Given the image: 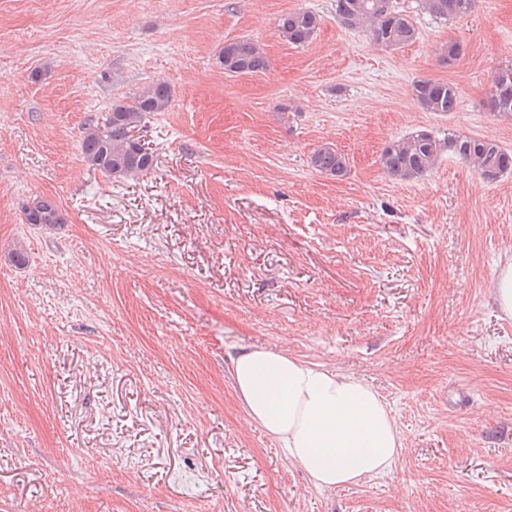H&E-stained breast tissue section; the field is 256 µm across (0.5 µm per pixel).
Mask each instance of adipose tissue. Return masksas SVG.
I'll use <instances>...</instances> for the list:
<instances>
[{
  "label": "adipose tissue",
  "mask_w": 512,
  "mask_h": 512,
  "mask_svg": "<svg viewBox=\"0 0 512 512\" xmlns=\"http://www.w3.org/2000/svg\"><path fill=\"white\" fill-rule=\"evenodd\" d=\"M251 421L299 463L315 486L335 489L391 468L401 447L377 394L355 377L269 349L231 359Z\"/></svg>",
  "instance_id": "1"
}]
</instances>
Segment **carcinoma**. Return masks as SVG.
<instances>
[{
    "mask_svg": "<svg viewBox=\"0 0 512 512\" xmlns=\"http://www.w3.org/2000/svg\"><path fill=\"white\" fill-rule=\"evenodd\" d=\"M423 4L429 15L439 21L452 14L463 17L473 8V0H423ZM336 17L345 27L366 32L374 44L385 48H401L419 38L413 19L397 10L392 0H336ZM320 23V16L311 10H290L278 16L277 31L288 44L303 48L313 41ZM218 62L225 72L238 75H257L270 68L265 49L251 38L224 42ZM413 89L417 102L426 112L457 110L459 92L451 83L418 79ZM171 101L170 85L153 81L112 104L104 128L90 124L84 129L80 145L83 160L112 179L135 178L151 172L155 167V151L134 132L150 115L167 111ZM488 109L512 116V68L494 76ZM447 149L472 165L487 183L512 170V153L491 140L451 135L442 141L426 130L389 142L380 154L379 166L391 178L417 180L436 169ZM309 164L330 178L337 179L348 172V158L330 143L316 148ZM22 213L25 223L46 229L65 223L58 203L51 197H43L35 208L24 203Z\"/></svg>",
    "mask_w": 512,
    "mask_h": 512,
    "instance_id": "obj_1",
    "label": "carcinoma"
}]
</instances>
